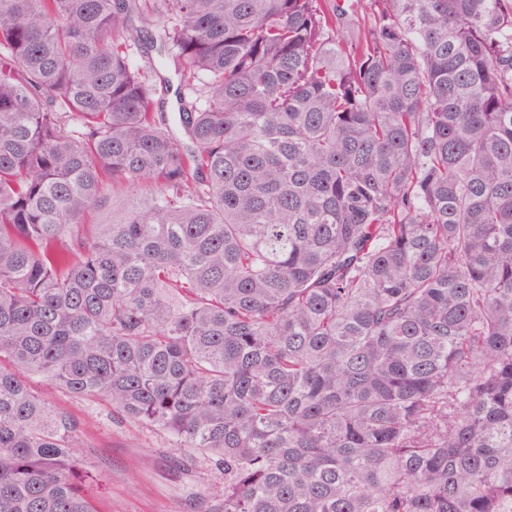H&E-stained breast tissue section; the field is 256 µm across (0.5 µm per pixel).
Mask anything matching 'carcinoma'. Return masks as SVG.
I'll use <instances>...</instances> for the list:
<instances>
[{"mask_svg": "<svg viewBox=\"0 0 512 512\" xmlns=\"http://www.w3.org/2000/svg\"><path fill=\"white\" fill-rule=\"evenodd\" d=\"M347 2L0 0V512H98L56 389L188 512H512V0ZM168 53L160 54L156 51L149 52V58L153 59L158 73L154 75L155 99L164 105V108L170 112L175 103V90L180 84V79L174 74L173 69L166 64L165 57ZM51 402L79 419L83 448L96 466L94 491L99 512H187L188 500L224 486L221 474L200 475L179 468L180 448L168 438L125 420H110L104 402L78 400L55 392Z\"/></svg>", "mask_w": 512, "mask_h": 512, "instance_id": "carcinoma-1", "label": "carcinoma"}]
</instances>
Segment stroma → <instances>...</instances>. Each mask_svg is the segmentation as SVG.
Listing matches in <instances>:
<instances>
[{"mask_svg": "<svg viewBox=\"0 0 512 512\" xmlns=\"http://www.w3.org/2000/svg\"><path fill=\"white\" fill-rule=\"evenodd\" d=\"M51 401L82 423V452L100 474L98 512H187L189 499L222 489V475L179 468L181 451L166 436L110 419L105 403L61 391Z\"/></svg>", "mask_w": 512, "mask_h": 512, "instance_id": "1", "label": "stroma"}]
</instances>
